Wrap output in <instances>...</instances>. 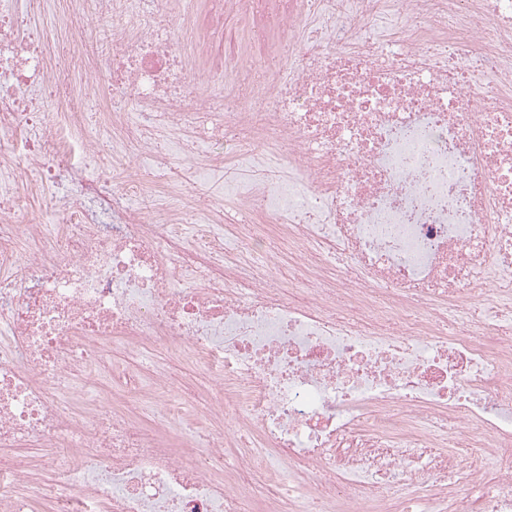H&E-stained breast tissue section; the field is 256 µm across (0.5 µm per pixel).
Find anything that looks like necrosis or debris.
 Instances as JSON below:
<instances>
[{"label": "necrosis or debris", "mask_w": 512, "mask_h": 512, "mask_svg": "<svg viewBox=\"0 0 512 512\" xmlns=\"http://www.w3.org/2000/svg\"><path fill=\"white\" fill-rule=\"evenodd\" d=\"M91 7L112 164L151 173L111 191L85 76L0 0V512H512V0L53 22ZM17 169L67 179L49 222ZM174 359L197 390L169 395ZM33 179L29 171L18 173L14 183V194L25 216L38 222L47 219L51 214L54 188L46 189L44 193L33 196L29 191V185L33 183Z\"/></svg>", "instance_id": "4bbe7bcc"}]
</instances>
